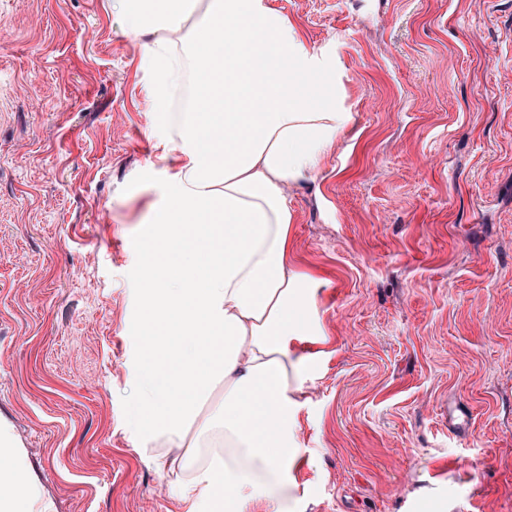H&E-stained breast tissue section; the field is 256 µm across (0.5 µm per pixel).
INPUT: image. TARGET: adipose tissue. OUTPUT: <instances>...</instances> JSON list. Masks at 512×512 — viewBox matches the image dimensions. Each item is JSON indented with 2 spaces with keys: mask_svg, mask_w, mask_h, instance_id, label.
I'll return each mask as SVG.
<instances>
[{
  "mask_svg": "<svg viewBox=\"0 0 512 512\" xmlns=\"http://www.w3.org/2000/svg\"><path fill=\"white\" fill-rule=\"evenodd\" d=\"M128 34H152L142 65L168 111L194 76V104L160 141L165 202L149 209L139 252L149 279L137 315L153 345L133 348L142 444L178 447L161 465L187 512H233L261 498L283 512L293 418V341L318 335L314 280L292 262L289 187L310 181L353 117L329 61L268 0H113ZM197 15L189 45L173 39ZM223 394L209 415L200 405Z\"/></svg>",
  "mask_w": 512,
  "mask_h": 512,
  "instance_id": "1",
  "label": "adipose tissue"
}]
</instances>
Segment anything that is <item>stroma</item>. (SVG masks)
Masks as SVG:
<instances>
[{"label":"stroma","instance_id":"obj_1","mask_svg":"<svg viewBox=\"0 0 512 512\" xmlns=\"http://www.w3.org/2000/svg\"><path fill=\"white\" fill-rule=\"evenodd\" d=\"M270 3L354 117L288 190L323 333L287 510L512 512V0ZM147 44L111 0H0V426L44 512L187 509L132 420Z\"/></svg>","mask_w":512,"mask_h":512}]
</instances>
